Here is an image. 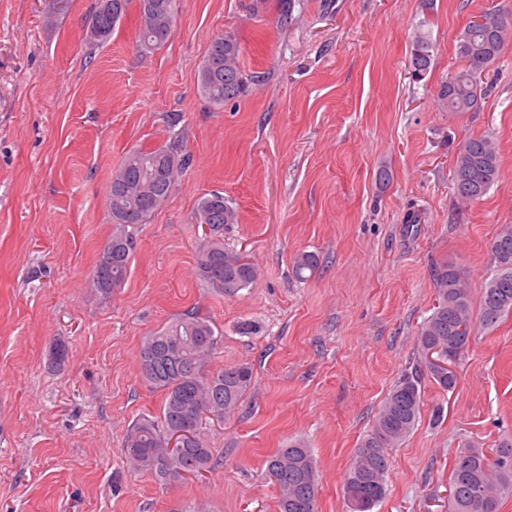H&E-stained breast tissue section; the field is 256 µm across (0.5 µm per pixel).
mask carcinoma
Here are the masks:
<instances>
[{
    "mask_svg": "<svg viewBox=\"0 0 512 512\" xmlns=\"http://www.w3.org/2000/svg\"><path fill=\"white\" fill-rule=\"evenodd\" d=\"M146 0H137L140 28L136 46L150 53L167 43L175 29L177 0H160L166 8L148 13ZM277 23L293 22L295 0H276ZM132 0H98L91 16L99 29L97 43L107 41L126 14ZM481 24L467 23L459 35L457 55L464 61L440 89V100L450 112H470L479 107L482 73L500 57L512 33V19L483 14ZM435 46L423 33L414 36L409 56L413 80L421 81L434 61ZM241 46L231 34L215 37L198 71L200 95L213 107L237 100L250 92L258 76L240 65ZM189 164L179 141L153 149H135L112 172V183L124 182L127 192L109 191L108 207L115 231L96 265V291L104 298L125 280L136 240L129 225L144 224L171 196L179 174ZM499 157L487 137L469 138L458 149L453 163V185L458 197L476 200L496 182ZM195 223L203 227L196 253L199 277L210 288L231 294L245 289L257 278V269L244 254L224 247V230L238 223V211L224 194L200 198ZM493 270L481 289L478 315H473L471 291L453 266L434 270L438 304L419 327L417 354L389 391L364 435L343 476V495L350 512H373L386 493L390 469L389 450L398 447L414 430L421 414L425 381L448 389V371L429 362L428 349L441 344L455 357L469 347L473 319L484 328L495 326L512 313V225H503L490 243ZM317 257L297 255L295 274L306 279L314 273ZM221 340L205 318L183 314L147 336L139 365L142 378L164 392L158 419L133 424L124 437L127 458L138 470L161 479L195 475L214 464L213 451L201 434L206 418L224 420L239 406L250 388L253 367L247 363L205 369ZM188 426L193 440L178 454L169 452L170 436ZM268 479L278 490V512H315L317 471L310 450L301 444L280 449L266 461ZM448 512H498L499 501L512 492V448H498L488 455L482 448H463L448 477Z\"/></svg>",
    "mask_w": 512,
    "mask_h": 512,
    "instance_id": "cac0c4a2",
    "label": "carcinoma"
}]
</instances>
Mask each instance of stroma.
<instances>
[{
	"label": "stroma",
	"mask_w": 512,
	"mask_h": 512,
	"mask_svg": "<svg viewBox=\"0 0 512 512\" xmlns=\"http://www.w3.org/2000/svg\"><path fill=\"white\" fill-rule=\"evenodd\" d=\"M95 5L70 0L49 20L43 0H0V512H278L265 462L294 440L315 460L317 512H349L344 472L437 304L435 268L452 265L480 293L490 242L512 224V39L479 110L438 97L462 65L459 32L474 15L512 13V0L427 11L421 0H297L283 30L271 4L253 15L249 0H178L173 37L145 55L134 5L89 46ZM420 29L437 54L416 82ZM228 32L244 70L265 79L214 108L198 68ZM174 136L190 164L134 226L127 278L101 298L92 277L114 230L112 172ZM481 136L500 175L464 203L453 158ZM214 191L239 213L225 246L258 270L234 294L196 272L194 211ZM301 252L319 258L305 281L293 273ZM188 312L222 335L209 370L248 363L254 377L236 413L207 429L218 466L165 482L130 467L122 442L163 399L140 373L145 337ZM244 320L254 334H239ZM59 341L68 358L48 368ZM453 370V390L426 385L373 512H446L458 450L512 445V314L476 330Z\"/></svg>",
	"instance_id": "1"
}]
</instances>
